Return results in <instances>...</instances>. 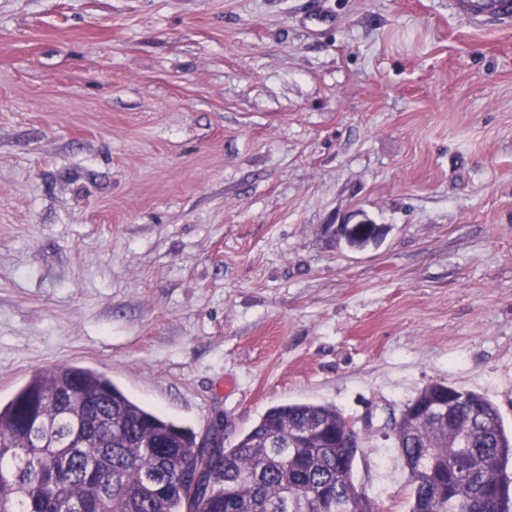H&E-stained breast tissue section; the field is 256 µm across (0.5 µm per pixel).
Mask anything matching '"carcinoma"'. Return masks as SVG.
I'll list each match as a JSON object with an SVG mask.
<instances>
[{
	"mask_svg": "<svg viewBox=\"0 0 512 512\" xmlns=\"http://www.w3.org/2000/svg\"><path fill=\"white\" fill-rule=\"evenodd\" d=\"M348 425L331 405L273 406L205 465L200 499L181 479L193 431L96 371L59 365L0 404V512H375L354 481ZM394 444L409 512H512V436L486 396L425 386Z\"/></svg>",
	"mask_w": 512,
	"mask_h": 512,
	"instance_id": "1",
	"label": "carcinoma"
}]
</instances>
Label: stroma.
Instances as JSON below:
<instances>
[{"label": "stroma", "instance_id": "1", "mask_svg": "<svg viewBox=\"0 0 512 512\" xmlns=\"http://www.w3.org/2000/svg\"><path fill=\"white\" fill-rule=\"evenodd\" d=\"M372 224L351 243L347 228ZM59 364L224 443L425 386L512 431V25L448 0H0V400Z\"/></svg>", "mask_w": 512, "mask_h": 512}]
</instances>
